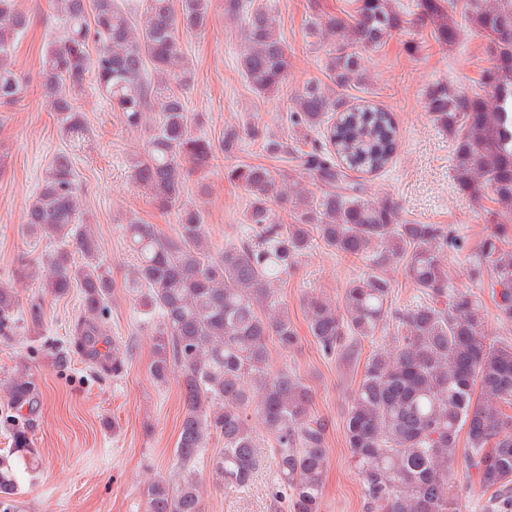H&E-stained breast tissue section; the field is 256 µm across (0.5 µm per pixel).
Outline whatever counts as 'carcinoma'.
<instances>
[{
	"label": "carcinoma",
	"mask_w": 512,
	"mask_h": 512,
	"mask_svg": "<svg viewBox=\"0 0 512 512\" xmlns=\"http://www.w3.org/2000/svg\"><path fill=\"white\" fill-rule=\"evenodd\" d=\"M63 29L43 57L42 86L62 129L82 126L72 94L93 74L125 124L147 131L131 161L132 179L160 211L177 216L176 236L162 237L150 224L126 222L124 233L137 263L125 288L138 300L152 336L151 375L162 384L175 374L183 419L170 478L147 487L146 512H200L203 484L195 463L211 437L224 448L210 459L226 489L249 486L259 465L257 429L272 438L277 481L273 496L290 512H320L328 464L327 424L312 413L309 388L286 369L269 368V345L287 352L299 336L277 299L274 284L311 245L310 230L330 249L369 258V271L350 280L342 298L305 297L310 335L332 355L344 338L374 337L395 323L390 350L368 358L346 417V442L362 482L369 512H455V468L475 478L479 512H512V342L487 335L486 313L474 293L448 280L444 254L460 247L441 224H405L395 203L372 202L350 173L375 174L392 161L398 144L393 114L365 100L350 106L318 84L294 98L291 123L312 139L304 170L321 186L313 195L294 180L275 193L276 174L241 165L227 178L250 198L246 223L252 235L213 256L205 242L201 209L185 198L186 177L214 158L209 140L194 134L182 90L191 69L176 32L205 30L210 0H145L131 18L124 0H54ZM352 14L311 22L327 40L325 68L338 87L358 73L352 48H375L405 23L394 0H355ZM439 43L452 47L461 28L476 30L492 60L487 93L460 94L443 81L427 87L425 106L453 140L452 178L474 199L492 194L497 205L470 268L487 280L498 318L512 323V0L494 9L466 0H417ZM224 13L248 21V49L241 74L260 95L281 88L291 66L285 44L272 32L267 12L252 0H224ZM32 24L16 0H0V105L19 101L25 82L12 61L17 41ZM95 53H90V46ZM79 187L69 154L56 156L29 204L28 228L55 239L40 277L43 293L81 290V310L71 335L76 352L117 376L125 360L104 337L100 320L112 294V278L98 257L92 230L80 223ZM291 205L294 223L277 224L271 203ZM406 261L423 299L391 309V285L382 267ZM16 289L0 282V332L11 328ZM13 408H33L37 386L19 371L0 382ZM11 451L26 455L30 420L5 418ZM466 431L468 451L458 452ZM17 485L10 463L0 460V505L9 508Z\"/></svg>",
	"instance_id": "cac0c4a2"
}]
</instances>
